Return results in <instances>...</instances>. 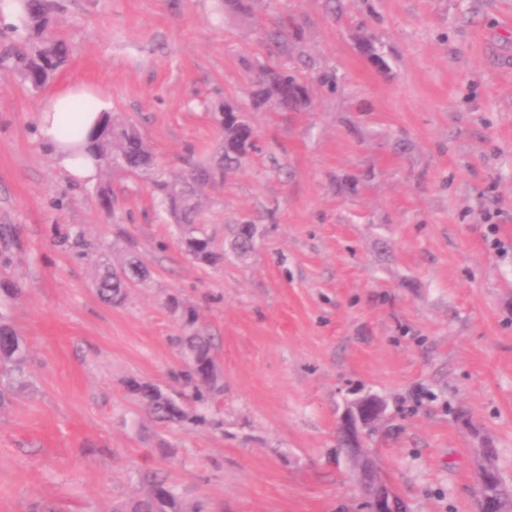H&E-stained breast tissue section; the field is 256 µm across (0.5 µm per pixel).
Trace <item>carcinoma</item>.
I'll list each match as a JSON object with an SVG mask.
<instances>
[{
    "instance_id": "1",
    "label": "carcinoma",
    "mask_w": 512,
    "mask_h": 512,
    "mask_svg": "<svg viewBox=\"0 0 512 512\" xmlns=\"http://www.w3.org/2000/svg\"><path fill=\"white\" fill-rule=\"evenodd\" d=\"M22 8V25L33 33L38 42L30 53L18 56L16 70L25 84L39 90L65 65L68 50L65 43L50 37L51 19L44 0H24ZM264 39L270 54L286 58L295 56L307 68H313V62L305 58L303 29L297 23L284 17L278 24L264 29ZM309 78L323 87L336 88V75L331 71L309 74L297 66H268L254 78L252 100L257 105L268 106L272 112L295 111L307 102ZM224 113L228 114V119L218 125L222 137L214 162L194 165L184 175L173 179L158 168L150 147L135 124L104 112L98 127L87 136V151L106 167H120L134 177L151 180L174 223L183 230L186 254L201 263L212 262L215 253L210 239L194 227L199 199L208 185L249 156V138L254 132L250 113L245 108L226 105ZM253 248L252 238L244 233L243 226H237L231 249L242 255ZM143 276V264L135 256L125 259L118 269L108 263L102 264L95 281L96 292L103 301L119 304L125 299L127 288ZM169 309L180 321L184 332L185 385L192 387L191 398L195 402L204 403L220 391L208 368V364L214 361L213 343L194 329L195 313L190 307L173 301ZM26 361L27 352L22 340L0 313V378L7 385V389L0 390V405L5 403L9 391L23 385ZM136 392L144 413L160 422L196 424L202 421L201 417L186 411L177 399L156 385L141 383ZM143 480L151 487V492L147 497L131 502L127 512H166L168 507L175 508L177 493L174 485L155 473L144 475ZM492 488L496 490L500 512H512V489L500 481Z\"/></svg>"
}]
</instances>
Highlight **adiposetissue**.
Returning <instances> with one entry per match:
<instances>
[{
	"label": "adipose tissue",
	"instance_id": "adipose-tissue-1",
	"mask_svg": "<svg viewBox=\"0 0 512 512\" xmlns=\"http://www.w3.org/2000/svg\"><path fill=\"white\" fill-rule=\"evenodd\" d=\"M101 117V107L94 95L83 87H67L50 95L38 117V137L58 165L81 183L96 180L99 168L89 155H75L71 147L82 144Z\"/></svg>",
	"mask_w": 512,
	"mask_h": 512
}]
</instances>
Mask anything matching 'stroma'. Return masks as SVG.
Listing matches in <instances>:
<instances>
[{
	"label": "stroma",
	"instance_id": "35a3bbf8",
	"mask_svg": "<svg viewBox=\"0 0 512 512\" xmlns=\"http://www.w3.org/2000/svg\"><path fill=\"white\" fill-rule=\"evenodd\" d=\"M50 3L67 63L38 91L0 71V311L28 353L0 408V512H121L147 470L184 512H362L336 427L368 394L386 410L366 446L407 512H477L482 442L512 484V0H346L333 21L320 0H255L250 16ZM280 16L338 89L313 81L308 107L252 113L258 151L200 201L214 263L185 254L149 180L103 167L74 183L35 136L44 99L82 84L182 175L209 160L213 112L246 101ZM239 224L255 228L244 257ZM130 252L145 277L101 301L98 263ZM171 297L216 342L224 392L185 402L197 425L153 420L131 388L182 389Z\"/></svg>",
	"mask_w": 512,
	"mask_h": 512
}]
</instances>
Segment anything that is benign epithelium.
I'll return each mask as SVG.
<instances>
[{
  "label": "benign epithelium",
  "instance_id": "benign-epithelium-1",
  "mask_svg": "<svg viewBox=\"0 0 512 512\" xmlns=\"http://www.w3.org/2000/svg\"><path fill=\"white\" fill-rule=\"evenodd\" d=\"M382 412L383 405L379 400L366 397L346 408L340 426L350 441L348 455L354 462V476L366 497V512H405L403 500L361 445L362 430L377 421ZM475 470L489 480L498 476L491 449H480Z\"/></svg>",
  "mask_w": 512,
  "mask_h": 512
}]
</instances>
